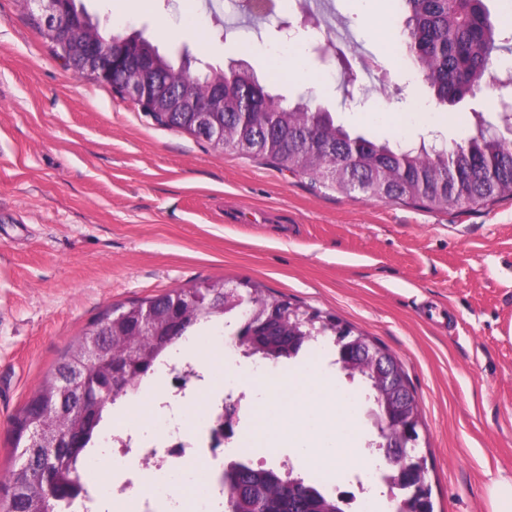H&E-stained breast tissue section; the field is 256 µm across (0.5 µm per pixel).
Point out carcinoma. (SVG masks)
I'll return each mask as SVG.
<instances>
[{
  "instance_id": "cac0c4a2",
  "label": "carcinoma",
  "mask_w": 512,
  "mask_h": 512,
  "mask_svg": "<svg viewBox=\"0 0 512 512\" xmlns=\"http://www.w3.org/2000/svg\"><path fill=\"white\" fill-rule=\"evenodd\" d=\"M406 23L401 37L414 63L428 72L427 83L435 104L446 106L473 94L479 85L472 77L487 71L501 45L502 22L485 0H402ZM126 55L156 57L159 70H174L171 59L151 42L136 35L125 42ZM231 140L249 141L248 156L265 160L279 170L305 175L314 183L343 193L357 192L374 199L409 201L424 208L475 206L512 198V138L480 133L445 152L434 149H400L398 144L373 136L352 135L332 114L303 102L290 106L270 95L247 72L224 83V112L220 113ZM155 123L208 138V128L196 127L198 116L154 108ZM220 279L162 295L113 306L68 346L42 385L28 398L13 419L14 447L26 443L23 432L45 429L39 447L43 461L71 456L53 472L52 492L14 468L3 494L7 512H65L74 502V489L84 472L86 456L95 448L102 423L117 401L137 393L152 375L177 338L190 335L199 325L224 320L236 326L234 335L244 337L245 319L240 308L224 300ZM249 297L250 314L262 322L272 315L294 314L291 328H282L285 339L251 336L243 342L271 364L292 359L321 338L336 336V320L319 311H308L285 296L276 297L255 282L241 284ZM152 309L160 327L158 336H142L136 330L141 313ZM97 346L102 365L87 369L84 352ZM120 366L130 385L112 393L109 366ZM369 389L376 416L384 417L386 402L366 371L350 372ZM348 499L324 485L308 483L292 469L255 467L239 460L224 470V512H345Z\"/></svg>"
}]
</instances>
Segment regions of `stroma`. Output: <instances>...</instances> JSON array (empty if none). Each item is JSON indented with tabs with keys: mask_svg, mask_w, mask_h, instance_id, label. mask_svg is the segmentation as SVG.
<instances>
[{
	"mask_svg": "<svg viewBox=\"0 0 512 512\" xmlns=\"http://www.w3.org/2000/svg\"><path fill=\"white\" fill-rule=\"evenodd\" d=\"M82 3L113 31L189 60L192 74L252 70L271 94L324 107L352 132L451 145L498 121L490 86L442 120L422 74L392 52L405 21L390 0L318 3L353 67H385L374 81L359 73L361 106L344 102L338 62L279 39L286 10L255 22L235 0H141L120 17L114 0ZM209 278L260 282L385 344L421 404L435 512H489L491 479L512 476V199L448 209L372 200L213 148L73 75L24 0H0V483L13 468L14 416L75 336L112 305ZM183 348L250 401L276 372L225 352L212 330ZM236 456L326 481L285 446L220 455L214 471ZM204 476L172 466L143 488L169 512V496Z\"/></svg>",
	"mask_w": 512,
	"mask_h": 512,
	"instance_id": "obj_1",
	"label": "stroma"
}]
</instances>
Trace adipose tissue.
I'll list each match as a JSON object with an SVG mask.
<instances>
[{
	"label": "adipose tissue",
	"mask_w": 512,
	"mask_h": 512,
	"mask_svg": "<svg viewBox=\"0 0 512 512\" xmlns=\"http://www.w3.org/2000/svg\"><path fill=\"white\" fill-rule=\"evenodd\" d=\"M264 406L280 410L282 421L266 428L260 438L267 444L288 443L305 457L309 467L335 476L339 463L365 470L374 467L371 457L352 453L357 421V398L322 375L317 363L269 383Z\"/></svg>",
	"instance_id": "obj_1"
}]
</instances>
